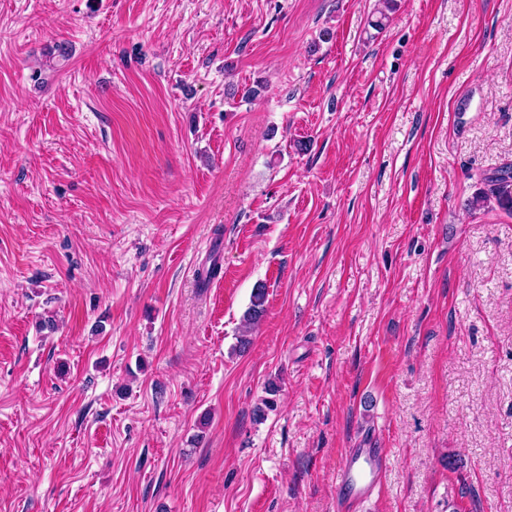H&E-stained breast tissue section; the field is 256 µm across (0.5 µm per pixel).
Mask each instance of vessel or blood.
<instances>
[{
  "mask_svg": "<svg viewBox=\"0 0 512 512\" xmlns=\"http://www.w3.org/2000/svg\"><path fill=\"white\" fill-rule=\"evenodd\" d=\"M386 455L380 448H353L336 472V490L346 504L363 505L381 483Z\"/></svg>",
  "mask_w": 512,
  "mask_h": 512,
  "instance_id": "b4317fda",
  "label": "vessel or blood"
}]
</instances>
